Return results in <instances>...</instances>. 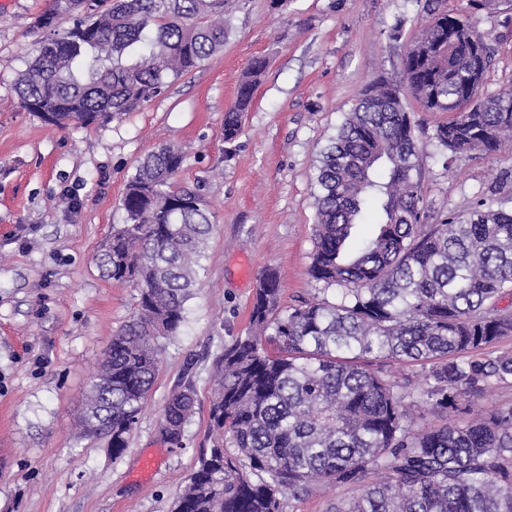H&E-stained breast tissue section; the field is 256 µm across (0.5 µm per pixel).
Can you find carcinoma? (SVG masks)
<instances>
[{"mask_svg":"<svg viewBox=\"0 0 512 512\" xmlns=\"http://www.w3.org/2000/svg\"><path fill=\"white\" fill-rule=\"evenodd\" d=\"M51 0L46 31L19 74L22 105L54 126L132 112L224 48V0ZM428 26L402 62L403 85L372 81L321 151L312 180L309 277L319 295L279 309L281 278L262 272L250 330L217 357L208 411L212 446L172 512H284L317 486L352 487L334 512H512V405L477 401L512 384V210L480 199L466 217L424 223L411 95L452 118L433 128L443 151L495 152L512 140V93L479 96L467 43L476 23L428 0ZM268 60L253 59L224 112L235 141ZM183 154L160 145L120 198L124 221L96 257L102 277L138 289L134 315L105 350L79 416L80 436L121 455L201 282L212 230L202 186L175 178ZM374 231L350 245L366 212ZM420 373L398 378L391 367ZM191 383L174 388L159 428L181 446L195 413ZM437 415L425 421L426 413Z\"/></svg>","mask_w":512,"mask_h":512,"instance_id":"carcinoma-1","label":"carcinoma"}]
</instances>
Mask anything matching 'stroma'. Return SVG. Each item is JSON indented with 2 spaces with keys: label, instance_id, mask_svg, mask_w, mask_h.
Masks as SVG:
<instances>
[{
  "label": "stroma",
  "instance_id": "obj_1",
  "mask_svg": "<svg viewBox=\"0 0 512 512\" xmlns=\"http://www.w3.org/2000/svg\"><path fill=\"white\" fill-rule=\"evenodd\" d=\"M49 0H0V512H171L209 448L213 362L249 325L260 273L282 276L281 308L311 298L312 177L320 149L366 84L402 80L426 20L425 0H226L224 47L141 110L66 128L24 109L16 79L43 32ZM494 56L482 94L512 91V0L477 9ZM400 39H392L394 27ZM267 58L249 112L225 143L224 112L252 59ZM407 107L420 129L430 222L492 192L512 208V141L442 157L428 136L445 112ZM166 143L184 156L178 185L212 215L206 271L175 335L159 338V372L121 456L77 437L87 382L137 291L102 277L95 257L121 223L119 200L139 161ZM191 372L195 413L182 447L158 434L171 391Z\"/></svg>",
  "mask_w": 512,
  "mask_h": 512
}]
</instances>
